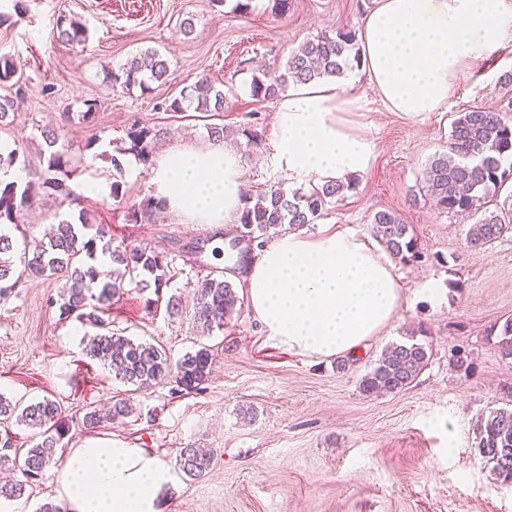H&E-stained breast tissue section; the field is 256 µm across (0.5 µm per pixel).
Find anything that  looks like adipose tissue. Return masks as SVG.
<instances>
[{"mask_svg": "<svg viewBox=\"0 0 512 512\" xmlns=\"http://www.w3.org/2000/svg\"><path fill=\"white\" fill-rule=\"evenodd\" d=\"M362 67L384 106L420 115L446 106L461 72L512 39V0H376L363 18ZM359 96L306 84L275 101L272 148L292 181L332 183L365 172L375 143L353 119ZM155 198L183 224H232L246 177L220 142L168 149L153 160ZM248 303L267 334L314 357L357 355L391 322L401 298L392 265L331 224L280 235L245 271ZM165 467L139 449H70L59 475L72 512H159Z\"/></svg>", "mask_w": 512, "mask_h": 512, "instance_id": "adipose-tissue-1", "label": "adipose tissue"}]
</instances>
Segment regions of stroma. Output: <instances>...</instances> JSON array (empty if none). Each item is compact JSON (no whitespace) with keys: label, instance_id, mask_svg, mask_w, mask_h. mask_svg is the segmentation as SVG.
<instances>
[{"label":"stroma","instance_id":"35a3bbf8","mask_svg":"<svg viewBox=\"0 0 512 512\" xmlns=\"http://www.w3.org/2000/svg\"><path fill=\"white\" fill-rule=\"evenodd\" d=\"M0 0L12 24L0 28V54L13 57L25 83L15 104L13 126L0 129V144L37 166L43 129H55L57 147L72 162L71 188L111 182L107 156L125 136L132 117L168 130L153 154L186 142L207 144L206 121L176 118L158 103L179 95L198 76L209 75L224 90L217 123L229 129L225 143L239 157L247 188L294 191L277 166L272 149L273 104L252 97L259 70L280 74L289 57L321 34L358 33L373 0ZM66 15L82 20L90 35L69 46L56 37L55 22ZM193 17L194 30L179 22ZM147 50L167 60L164 80L140 88H114L103 72ZM512 43L477 60L455 83L448 106L410 117L388 111L368 84L360 65H350L341 82L352 86L364 109L357 121L376 144L370 169L350 176L351 188L321 222L372 241L371 219L390 210L411 224L423 249L420 262L394 263L402 299L393 321L373 337L346 368L337 358L302 356L267 335L249 306H242L223 332L201 334L191 312L168 317L150 308L133 284L114 302L113 328L164 347L172 358L205 343L213 371L201 391L182 395L173 384L131 392L108 369L87 357L90 327L64 320L49 298L53 280L23 278L0 298V393L29 402L57 400L69 418L59 454L91 441L139 448L170 470L161 512H512V486L503 484L476 450V422L495 408L512 406V358L497 348L498 325L512 317V233L484 250L468 248L474 217L437 210L423 172L448 144L454 113L473 108L500 111L512 103ZM97 104L94 128L66 121V113ZM251 127L258 144L243 134ZM98 134L88 147L90 134ZM125 194L80 197L68 205L37 194L6 225L13 239L40 240L57 216L89 212L113 246L149 247L172 261L171 291L192 302L193 282L205 276L233 278L246 294L242 272L229 244L234 231L182 224L167 215L151 223L132 221L130 210L151 194L148 169L125 173ZM418 330L431 354L428 366L407 389L379 396L360 393L358 382L389 344ZM472 367L452 364L456 350ZM124 398L132 413L97 431L82 428L86 407ZM453 419V433L438 428ZM213 449L217 460L204 477L190 480L176 469L180 448ZM59 465H51L24 498L0 500V512H36L60 496Z\"/></svg>","mask_w":512,"mask_h":512}]
</instances>
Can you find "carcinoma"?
<instances>
[{
  "instance_id": "cac0c4a2",
  "label": "carcinoma",
  "mask_w": 512,
  "mask_h": 512,
  "mask_svg": "<svg viewBox=\"0 0 512 512\" xmlns=\"http://www.w3.org/2000/svg\"><path fill=\"white\" fill-rule=\"evenodd\" d=\"M55 30L58 40L81 45L87 40L88 29L80 21L64 15L57 17ZM360 49L355 36L338 32L331 37L318 35L306 41L288 59L285 73L275 82L256 77L251 83V95L271 101L286 88L322 80L341 78L350 61H359ZM168 62L157 51L149 50L128 60L117 71L105 72L103 81L129 89L138 86L149 89L148 82L166 76ZM21 76L13 59L0 55V126L8 124L14 107V95L20 90ZM224 111V90L202 76L180 97L165 105V111L181 114ZM167 129L133 121L126 136L113 148L111 162L114 175L112 196L122 195L124 157L134 155L147 162L150 148L165 137ZM47 155L39 162L35 174L46 195L75 202L69 190L71 161L55 149L57 133L42 132ZM512 177V113L487 112L479 108L458 112L451 122L447 149L432 157L426 168L427 191L434 206L446 212L472 210L483 200L492 202L503 183ZM347 186L328 183L306 190L287 192L271 188L253 195L245 194V207L239 216L238 238H248L263 246L259 238L284 225L300 228L314 224L329 207L340 200ZM34 204L29 186L12 181L0 184V224H13L21 210ZM161 203L150 197L132 212V220L145 222ZM372 232L378 244L394 260L410 264L420 258L417 237L411 225L390 210H379L372 217ZM512 233V208L484 209L482 218L470 228V247L485 249ZM105 231L94 228L93 218L79 213V222L64 218L51 225L46 240L24 257L23 270L13 261L14 242L0 232V295L4 296L24 276L61 280L54 304L62 319L74 318L83 325L97 329L86 345V355L108 366L112 380L138 391L153 384L171 381L177 391L189 395L202 389L211 373L212 352L207 345H198L174 360L160 345L135 340L120 330L110 328L104 315L112 301L123 294L125 280L136 283L143 293L150 292L147 305L157 306L166 301L170 317L182 315L181 296L173 293L163 298V289L173 277L167 255L142 247L117 246L104 242ZM194 321L202 333L210 334L224 328L238 312L240 297L235 281L224 277H206L195 284ZM499 352L512 357V319L506 320L500 331ZM430 355L415 337L390 345L359 381V391L369 397L383 392H398L412 384L428 365ZM132 408L125 399L113 402L105 413L87 407L82 417L84 429L93 432L107 421L127 417ZM33 430L36 442L29 448H18L10 433L0 437V468L19 471L23 479L0 485V499L14 500L25 495L27 488L43 478L54 462L57 445L69 430V423L60 404L44 397L27 404L0 394V420L10 421ZM479 456L492 465L504 483L512 484V408H498L480 419L476 428ZM214 453L188 445L179 451L178 469L189 479L203 477L213 466Z\"/></svg>"
}]
</instances>
